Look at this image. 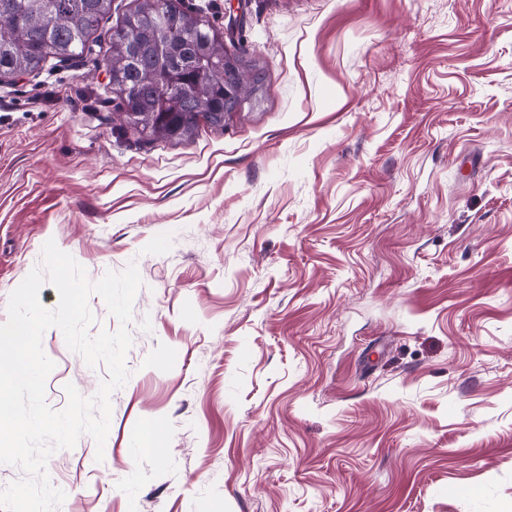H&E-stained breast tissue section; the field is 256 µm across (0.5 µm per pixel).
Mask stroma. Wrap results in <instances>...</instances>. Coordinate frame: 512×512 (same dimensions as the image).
<instances>
[{"label":"stroma","instance_id":"stroma-1","mask_svg":"<svg viewBox=\"0 0 512 512\" xmlns=\"http://www.w3.org/2000/svg\"><path fill=\"white\" fill-rule=\"evenodd\" d=\"M240 11L259 101L185 143L114 122L106 37L0 79V323L50 240L142 279L55 512H512V0ZM42 347L52 409L108 377Z\"/></svg>","mask_w":512,"mask_h":512}]
</instances>
